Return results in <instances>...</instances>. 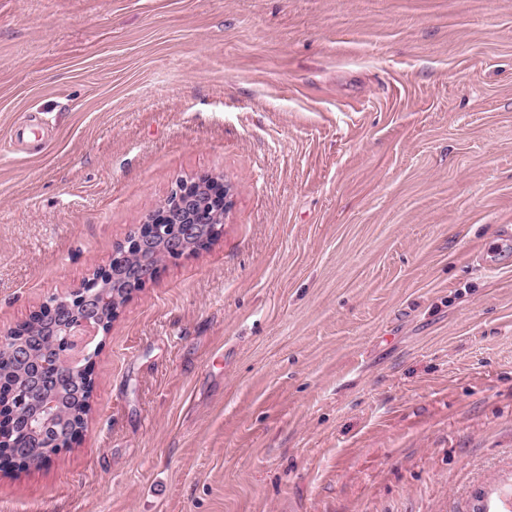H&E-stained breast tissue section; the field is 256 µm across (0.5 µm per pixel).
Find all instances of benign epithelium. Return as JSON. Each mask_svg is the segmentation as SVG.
I'll list each match as a JSON object with an SVG mask.
<instances>
[{
  "label": "benign epithelium",
  "mask_w": 512,
  "mask_h": 512,
  "mask_svg": "<svg viewBox=\"0 0 512 512\" xmlns=\"http://www.w3.org/2000/svg\"><path fill=\"white\" fill-rule=\"evenodd\" d=\"M171 195L174 197V209L160 207L147 213L137 230L115 246L107 265L93 271L65 295L49 298L30 314L28 321L56 330L57 341L54 354L46 364V379H51L61 365L88 370V345L100 331L111 325V320L104 317L103 312L110 306L112 316H117L122 301L140 291L158 273V266L153 264L125 270L120 274L125 282L122 295L106 296L116 280L113 269L124 264L129 251L136 248L147 250L157 243L165 260L193 255L209 246L219 235L218 225L213 223L214 208L227 214L234 202L232 186L208 173L178 180ZM93 287L98 292H91ZM21 329L22 326L18 325L0 331V351H6L16 363L26 361L29 353L28 347L17 339ZM31 404V393L26 388L14 389L8 403L0 406V428L5 430L12 426L14 417L29 409ZM54 414V403L45 401L28 418V426L42 431L44 447L53 449L56 455L69 449L71 443L64 444L48 432ZM27 452L22 442H0V459L6 464H23V456Z\"/></svg>",
  "instance_id": "benign-epithelium-1"
}]
</instances>
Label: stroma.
<instances>
[{
	"mask_svg": "<svg viewBox=\"0 0 512 512\" xmlns=\"http://www.w3.org/2000/svg\"><path fill=\"white\" fill-rule=\"evenodd\" d=\"M203 173L218 239L120 308L0 512H497L512 0H0V330Z\"/></svg>",
	"mask_w": 512,
	"mask_h": 512,
	"instance_id": "obj_1",
	"label": "stroma"
}]
</instances>
